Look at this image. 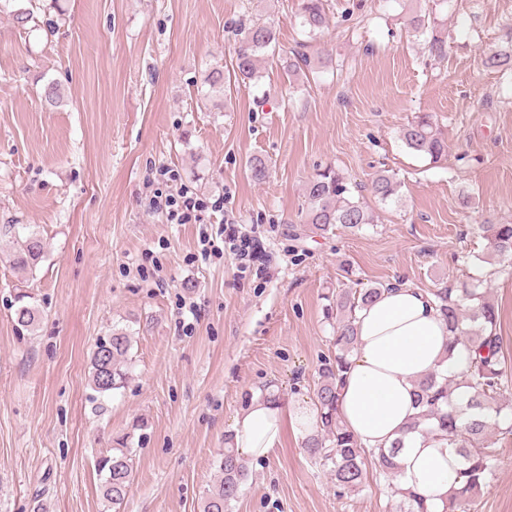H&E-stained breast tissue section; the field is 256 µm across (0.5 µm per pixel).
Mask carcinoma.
Returning <instances> with one entry per match:
<instances>
[{
    "mask_svg": "<svg viewBox=\"0 0 512 512\" xmlns=\"http://www.w3.org/2000/svg\"><path fill=\"white\" fill-rule=\"evenodd\" d=\"M327 0H299L301 25L311 36L321 32L327 24L325 8ZM407 26L417 35L425 37V45L433 56L446 54L445 40L436 35L439 26L436 12L427 16L415 15L407 20ZM238 37L235 81L247 85L258 78V66L270 52L276 51L274 29L265 23L247 26L243 23L235 29ZM505 77L512 78V25L503 28L500 46L486 53L482 59ZM402 140L414 152L438 160L448 146L438 132L431 115L422 113L414 117L402 130ZM400 183L396 175L381 170L371 180V193L386 203L399 196ZM307 201L305 223L313 230L327 232L339 224L353 232L375 222L374 215L364 199L353 193L348 178L339 170L326 167L312 177L306 185ZM16 225L0 228L5 234L14 235L16 246L10 252L8 262L21 271H33L45 255L43 237L30 230L24 236L15 234ZM474 230L488 241L487 251L495 259L512 263V223L478 224ZM386 290L383 285L371 288H340L334 295H326L327 320L336 321V353L321 361L318 380L314 389L317 411L316 429L303 439L306 453L326 467L336 483L340 495L356 491L364 479L366 456H371L378 475L385 478L387 493L399 498V512H428L423 498L404 490L399 484V467L395 458L403 448L397 440L388 451L377 454L363 449L361 443L345 428L338 415V399L343 374L351 362L357 347L354 312L374 302ZM429 295L432 304L448 326V345L451 352L457 345L472 351L466 371L454 378L439 372H431L416 382L419 412L413 417L408 430L427 437L448 441L458 449L466 461L462 472L463 485L445 504V512H471L472 496L481 484L492 476L496 467L495 450L483 445L487 432L496 424L505 408L504 392L508 389L500 358V336L497 333L498 314L480 284L464 285L459 289L437 288ZM27 295L17 298L15 323L19 331L32 333L39 320L38 310L25 303ZM131 337L122 330L112 331L111 336L98 341L91 359L88 385L92 393L88 401L95 403L124 388L130 372L127 354ZM469 389L467 408L470 418L460 427L451 410L452 396L460 387ZM123 448L112 449V454L96 461L102 476L101 491L112 508H119L127 495L133 470L131 449L126 447L128 437L121 438ZM245 461L233 448V435L225 438L224 453L217 462V479L207 489L201 502L202 512H228L231 502L238 499L241 487L248 478Z\"/></svg>",
    "mask_w": 512,
    "mask_h": 512,
    "instance_id": "obj_1",
    "label": "carcinoma"
}]
</instances>
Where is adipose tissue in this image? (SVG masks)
I'll list each match as a JSON object with an SVG mask.
<instances>
[{"instance_id": "1", "label": "adipose tissue", "mask_w": 512, "mask_h": 512, "mask_svg": "<svg viewBox=\"0 0 512 512\" xmlns=\"http://www.w3.org/2000/svg\"><path fill=\"white\" fill-rule=\"evenodd\" d=\"M357 348L343 378L338 413L367 450L389 448L403 439L396 462L401 485L424 498L431 512H442L449 493L460 488L463 458L447 441L408 432L416 408V381L431 371L448 376L467 366V352L448 349V329L422 290L392 285L371 305L357 311ZM296 422L311 433L316 413L305 405L287 408L253 399L233 425L235 446L252 459L278 444L284 425Z\"/></svg>"}]
</instances>
